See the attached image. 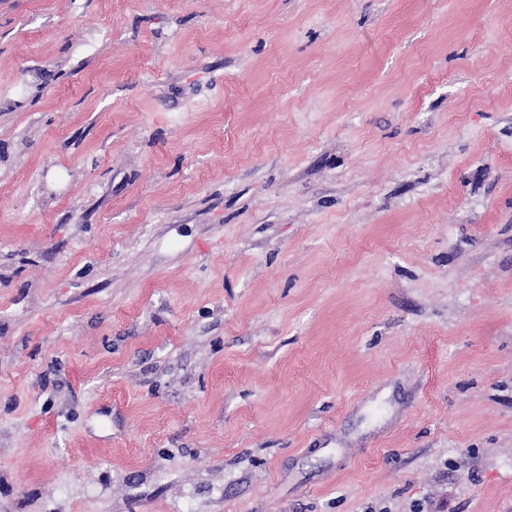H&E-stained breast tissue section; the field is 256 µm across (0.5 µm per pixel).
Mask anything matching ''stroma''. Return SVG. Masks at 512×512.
I'll use <instances>...</instances> for the list:
<instances>
[{"mask_svg": "<svg viewBox=\"0 0 512 512\" xmlns=\"http://www.w3.org/2000/svg\"><path fill=\"white\" fill-rule=\"evenodd\" d=\"M0 512H512V0H0Z\"/></svg>", "mask_w": 512, "mask_h": 512, "instance_id": "obj_1", "label": "stroma"}]
</instances>
